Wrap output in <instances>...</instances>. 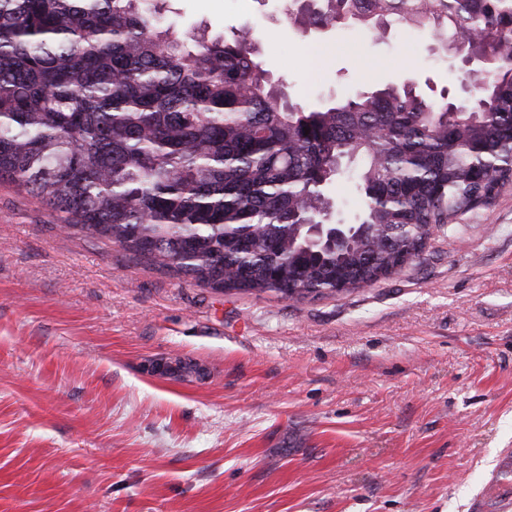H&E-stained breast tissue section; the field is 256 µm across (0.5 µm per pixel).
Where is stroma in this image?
<instances>
[{
	"mask_svg": "<svg viewBox=\"0 0 512 512\" xmlns=\"http://www.w3.org/2000/svg\"><path fill=\"white\" fill-rule=\"evenodd\" d=\"M164 7L184 30L253 27L307 108L463 77L415 31L302 36L280 0ZM506 458L512 186L399 273L296 301L133 259L0 181V512H512Z\"/></svg>",
	"mask_w": 512,
	"mask_h": 512,
	"instance_id": "1",
	"label": "stroma"
}]
</instances>
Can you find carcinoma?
Instances as JSON below:
<instances>
[{"instance_id":"1","label":"carcinoma","mask_w":512,"mask_h":512,"mask_svg":"<svg viewBox=\"0 0 512 512\" xmlns=\"http://www.w3.org/2000/svg\"><path fill=\"white\" fill-rule=\"evenodd\" d=\"M162 0H0V181L158 268L304 300L388 278L512 185V0H284L305 34H427L496 61L470 101L403 83L289 102L257 33L183 31ZM310 132H305V129ZM350 180L358 222H331Z\"/></svg>"}]
</instances>
